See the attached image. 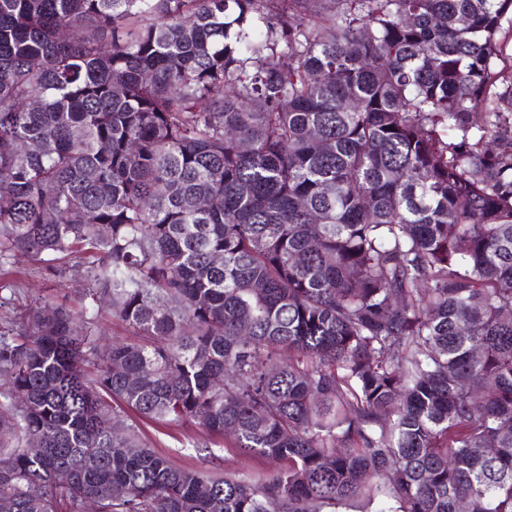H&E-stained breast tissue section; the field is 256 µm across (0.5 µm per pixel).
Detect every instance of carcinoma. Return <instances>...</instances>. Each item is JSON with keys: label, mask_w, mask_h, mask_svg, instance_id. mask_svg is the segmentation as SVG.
<instances>
[{"label": "carcinoma", "mask_w": 512, "mask_h": 512, "mask_svg": "<svg viewBox=\"0 0 512 512\" xmlns=\"http://www.w3.org/2000/svg\"><path fill=\"white\" fill-rule=\"evenodd\" d=\"M508 13L0 0V260L85 255L134 335L0 327V512H512ZM144 432L149 444L168 455L177 467L193 466L223 473L248 475L258 470H271L270 460L240 455L234 448H224V441L210 440L198 427L187 421L179 427H163L154 422L140 421L130 413Z\"/></svg>", "instance_id": "1"}]
</instances>
